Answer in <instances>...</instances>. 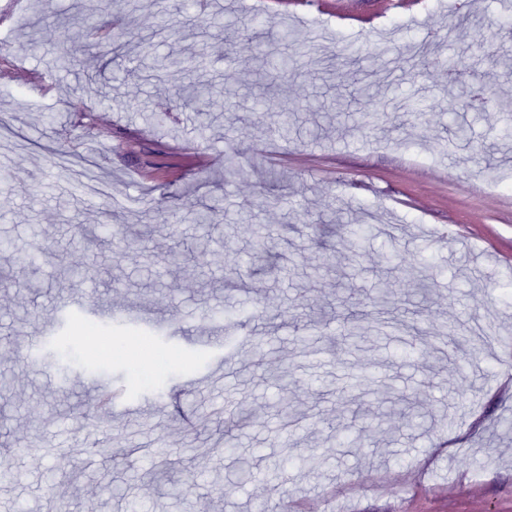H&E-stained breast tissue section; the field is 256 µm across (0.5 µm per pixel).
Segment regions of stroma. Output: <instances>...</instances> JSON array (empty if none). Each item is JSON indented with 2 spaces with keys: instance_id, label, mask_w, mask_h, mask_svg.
Returning <instances> with one entry per match:
<instances>
[{
  "instance_id": "1",
  "label": "stroma",
  "mask_w": 512,
  "mask_h": 512,
  "mask_svg": "<svg viewBox=\"0 0 512 512\" xmlns=\"http://www.w3.org/2000/svg\"><path fill=\"white\" fill-rule=\"evenodd\" d=\"M74 0L0 24V512H512V139L462 109L418 50L512 103L504 0H124L112 34ZM306 44L246 40L253 20ZM50 40L39 52L29 40ZM478 30L488 51L470 46ZM196 52L213 96L178 106L153 57ZM78 66L59 68L60 51ZM297 55L273 77L270 55ZM361 57L357 95L348 58ZM295 115L289 139L253 115ZM421 105L413 120L407 107ZM377 124L357 128L361 113ZM466 140L451 138L457 126ZM282 204L272 209L265 199ZM223 209L202 229L190 203ZM372 233L351 245L346 225ZM212 251L180 263L177 242ZM272 254H254L258 236ZM37 265L26 262L29 254ZM80 264L79 281L64 273ZM146 313L152 363L117 350L69 376L28 336ZM219 308L239 327L204 318ZM480 321H473V313ZM126 390L96 410L97 381ZM425 414L413 430L389 400ZM233 444L234 454L224 451ZM173 481L157 478L159 449ZM67 469H59L61 457Z\"/></svg>"
}]
</instances>
